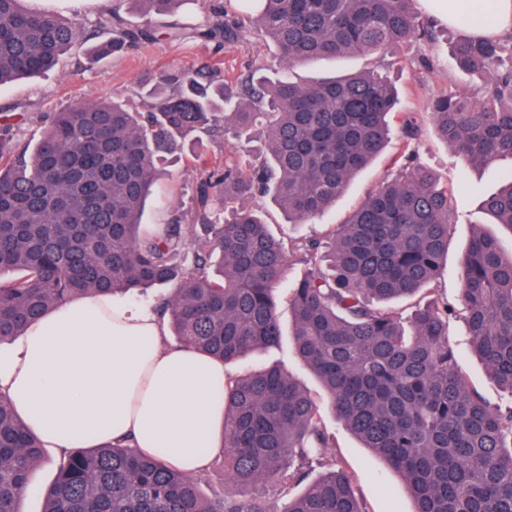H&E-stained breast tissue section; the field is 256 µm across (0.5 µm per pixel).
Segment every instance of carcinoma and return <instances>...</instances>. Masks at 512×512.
Returning <instances> with one entry per match:
<instances>
[{
  "mask_svg": "<svg viewBox=\"0 0 512 512\" xmlns=\"http://www.w3.org/2000/svg\"><path fill=\"white\" fill-rule=\"evenodd\" d=\"M126 0L90 21L0 0V86L59 65L77 33L103 60L163 35L237 41L244 14L269 39L284 67L266 84L219 78L201 68L160 76L147 113L119 100L52 113L33 146L0 127V344L78 295L162 287L157 311L170 335L224 364L257 352H291L315 375L318 397L278 363L247 371L224 387V473L230 491L209 497L201 478L170 467L164 450L141 455L122 445L78 448L58 466L42 512H268L244 494L272 484L304 491L283 512H366L342 469L313 480L305 464L336 442L323 427L328 406L363 447L404 479L414 512H512V405L472 389L449 340L456 317L435 284L448 252L452 192L414 165L408 149L420 114L396 113L388 76L358 71L299 82L294 68L325 58L373 55L402 43L427 46L437 22L415 0H224L204 25L158 28L153 16L190 0ZM488 13L467 9L472 30ZM464 70L484 79L481 99L455 92L432 98L437 135L472 165L512 160V43L471 34L451 46ZM397 115L406 149L385 179L323 238L292 244L245 202L270 197L290 224L320 217L355 173L383 153ZM262 128L261 162L233 157L212 167L195 158L199 224H145L158 178L156 159L197 133ZM512 228V174L483 200ZM205 245L194 248L192 235ZM308 268L288 293L289 331L279 315L290 255ZM460 298L469 346L512 394V254L478 232L464 258ZM11 277L6 278L4 274ZM425 293L405 318L384 307ZM46 461L42 441L0 394V512H19L31 472Z\"/></svg>",
  "mask_w": 512,
  "mask_h": 512,
  "instance_id": "obj_1",
  "label": "carcinoma"
}]
</instances>
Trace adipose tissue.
<instances>
[{"instance_id":"ef3b65f1","label":"adipose tissue","mask_w":512,"mask_h":512,"mask_svg":"<svg viewBox=\"0 0 512 512\" xmlns=\"http://www.w3.org/2000/svg\"><path fill=\"white\" fill-rule=\"evenodd\" d=\"M490 2L477 37L512 36V0H418L425 16L454 23ZM223 361L172 344L150 304L91 294L49 309L0 346V391L49 448L127 443L161 448L184 474L202 473L224 444Z\"/></svg>"}]
</instances>
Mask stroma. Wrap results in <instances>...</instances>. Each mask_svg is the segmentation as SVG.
<instances>
[{"label": "stroma", "instance_id": "obj_1", "mask_svg": "<svg viewBox=\"0 0 512 512\" xmlns=\"http://www.w3.org/2000/svg\"><path fill=\"white\" fill-rule=\"evenodd\" d=\"M461 33L458 26L445 25L434 47L409 42L382 56H352L299 66L294 76L296 80L306 81L319 76L381 70L396 84L398 109L402 112L425 111L430 99L450 91L475 100L481 96V78L459 69L450 53L451 42ZM85 47L84 37H77L73 49L56 69L0 88V116L8 115L15 139L35 143L49 115L86 101L116 98L137 111H149L153 101L148 90L164 73L208 66L217 69L220 75L235 78L257 69L272 80L279 71V58L272 45L253 33L223 45L193 40L175 43L161 37L98 63L87 59ZM259 138L256 131L239 138L232 135L202 140L188 138L180 151L161 161L166 175L146 212V223H164L176 215L192 217L196 186L194 154L204 153L211 165L218 166L229 156L249 151ZM404 146L407 144L400 137H393L384 154L349 183L335 207L313 222L296 226L285 223L280 209L268 198L253 199L252 205L263 210L276 235H324L329 225L341 223L369 191L394 174V161ZM408 146L414 152L416 164L454 188V224L438 287L449 303L456 305L460 302L465 251L475 230L494 233L503 250L512 252V230L493 223L481 208L484 197L496 191L506 176L512 174V162L502 160L487 167L471 165L447 147L427 120ZM449 335L469 385L490 402L504 404L511 400L512 396L499 387L485 365L471 354L463 321L453 322ZM323 423L334 435L336 445L314 459L312 476H319L334 466L344 468L367 512H413V500L396 471L363 448L331 413H324Z\"/></svg>", "mask_w": 512, "mask_h": 512}]
</instances>
